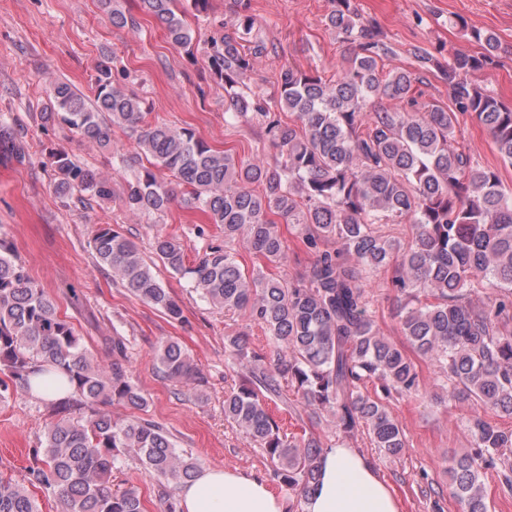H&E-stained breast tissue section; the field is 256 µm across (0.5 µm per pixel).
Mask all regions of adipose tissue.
<instances>
[{
  "label": "adipose tissue",
  "instance_id": "ef3b65f1",
  "mask_svg": "<svg viewBox=\"0 0 512 512\" xmlns=\"http://www.w3.org/2000/svg\"><path fill=\"white\" fill-rule=\"evenodd\" d=\"M180 512H283L263 481L208 467L180 487ZM304 512H399V505L371 461L336 444L325 449L321 473L303 503Z\"/></svg>",
  "mask_w": 512,
  "mask_h": 512
}]
</instances>
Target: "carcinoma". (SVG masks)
Segmentation results:
<instances>
[{
    "label": "carcinoma",
    "instance_id": "carcinoma-1",
    "mask_svg": "<svg viewBox=\"0 0 512 512\" xmlns=\"http://www.w3.org/2000/svg\"><path fill=\"white\" fill-rule=\"evenodd\" d=\"M114 2L99 0L112 26H136ZM178 2L140 0V8L161 23L170 45L189 50L194 30ZM328 24L358 47L341 74L331 81L285 69L264 105L246 91L252 57L264 49L257 41L244 45L254 19L244 16L236 30L210 42L212 75L224 82L235 118L264 126L276 149L271 161L215 150L190 127L150 120L139 94L112 81L106 60L97 67L90 105L69 83H54L55 116L82 142L110 151L114 127L133 141V149L116 153L123 166L135 169L123 191L127 211L161 214L179 201L224 234V244L209 246L193 263L179 238L162 233L154 237L155 260L149 262L110 224L97 225L92 250L131 296L173 322H185L184 310L154 272L158 262L213 306L243 313L266 329L267 356L250 351L238 334L225 339L249 376L224 397V418L265 450L274 475L302 499L318 479L322 449L312 438L281 434L257 389L277 394L285 381L307 407L330 411L339 435L365 428L385 455H401L406 440L399 422L361 391L368 379L378 380L388 396L418 389L413 360L378 333L364 296L370 275L399 259L393 284L405 300L402 336L414 351L435 359L450 397L478 406L468 421L474 449L452 457L448 492L461 512H488L486 471H497L512 491V432L481 413L512 415V191L496 170L478 166L455 145V130L459 115H470L512 165V107L467 80L469 72L495 63L499 40L456 17L453 26L482 52L455 54L442 70L454 109L412 112L416 78L380 70L378 60L389 48L351 0H336ZM383 97L400 107L368 111L371 100ZM273 107L292 120L272 115ZM52 159L58 194L112 198L110 178L78 165L64 150ZM162 173L183 188L182 199ZM384 219L413 225L411 244L400 248L379 234L376 224ZM281 220L293 225L312 254L295 283L261 267L248 273L227 249L237 241L266 266L283 262ZM475 281L492 289L481 304L470 299ZM124 349L123 338L112 337V362L102 364L0 237V371L28 390L43 377L46 388L69 391L53 403L57 419L35 449L42 462L27 471L28 483L54 495L61 512H144L138 487L113 488L112 472L129 461L158 480L165 512H177L174 490L199 472L200 462L179 453L162 426L137 415L146 398L122 364ZM155 360L174 384L199 378L197 363L175 341L159 342ZM115 402L132 413L112 418L108 406ZM0 512L38 509L24 485L0 477Z\"/></svg>",
    "mask_w": 512,
    "mask_h": 512
}]
</instances>
